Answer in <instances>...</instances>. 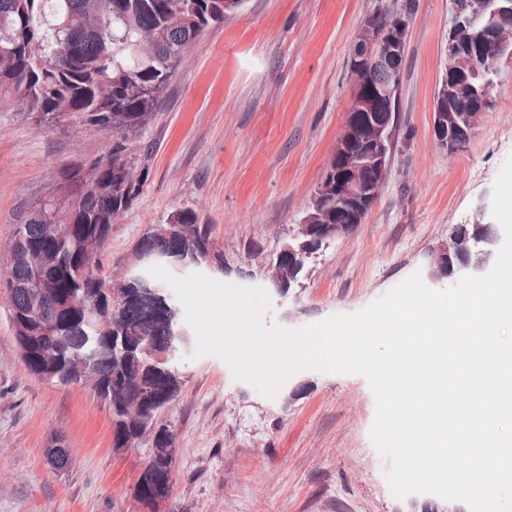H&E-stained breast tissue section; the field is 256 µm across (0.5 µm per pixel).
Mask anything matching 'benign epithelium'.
Here are the masks:
<instances>
[{"instance_id": "benign-epithelium-1", "label": "benign epithelium", "mask_w": 512, "mask_h": 512, "mask_svg": "<svg viewBox=\"0 0 512 512\" xmlns=\"http://www.w3.org/2000/svg\"><path fill=\"white\" fill-rule=\"evenodd\" d=\"M512 0H451L448 25V79L434 112L433 136L435 143L450 153L460 150L474 133L478 117L489 106L491 91L499 74V62L512 61ZM373 23L366 24V34L355 45L351 68L357 76L352 94L351 112L330 159L327 173L312 200L309 212L299 224L294 242L288 244L272 265L270 281L280 294H285L280 278L283 264L296 270L305 266L306 259L329 240L352 232L361 223L363 214L377 200L390 170L391 121L378 120L370 112L373 98L388 96L400 84L401 67L398 62L405 53V41L373 34ZM384 74V81L371 80L374 73ZM469 77L475 111L461 117L452 109L453 97L462 79ZM487 237L469 231L468 225L458 224L448 236L447 245L436 255V274L449 277L454 274L451 260L466 253L476 262L458 266L477 275L485 270L492 258ZM172 264L184 275L203 268L205 256L166 254L144 255L140 268L126 269L112 278V287H123L129 281H143L141 267L157 262ZM189 346V330L178 318V311L170 307L169 336L166 352L155 356L165 370L179 376L172 363L174 353Z\"/></svg>"}]
</instances>
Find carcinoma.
<instances>
[{
    "label": "carcinoma",
    "instance_id": "carcinoma-1",
    "mask_svg": "<svg viewBox=\"0 0 512 512\" xmlns=\"http://www.w3.org/2000/svg\"><path fill=\"white\" fill-rule=\"evenodd\" d=\"M244 0H0V90L39 124L71 122L112 130L104 155L65 170L55 198L30 204L18 217L7 296L11 323L30 373L45 381L78 382L93 368L99 397L112 410L113 447L128 448L157 428L137 495L150 503L168 494L175 433L158 424L181 391V379L156 371L165 350L167 309L131 287L114 288L81 273L90 250L106 247L117 217L140 193L130 137L148 123L188 50ZM196 246L208 249L211 226L181 210ZM189 240L172 231L142 238L138 252L181 253ZM127 352L112 357V327ZM95 348V361L84 353ZM62 469L61 441L47 450Z\"/></svg>",
    "mask_w": 512,
    "mask_h": 512
}]
</instances>
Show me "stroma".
Returning <instances> with one entry per match:
<instances>
[{"mask_svg": "<svg viewBox=\"0 0 512 512\" xmlns=\"http://www.w3.org/2000/svg\"><path fill=\"white\" fill-rule=\"evenodd\" d=\"M396 98L391 165L378 200L346 237L309 259L287 294L271 293L266 325L300 329L356 313L412 273L455 284L432 260L457 224H490L492 187L512 155V62L458 152L433 139L448 71L450 0H412ZM395 0H245L192 46L139 132L140 194L112 226L100 275L121 273L155 225L189 209L211 225V278L268 287L270 265L323 180L352 101L349 67L364 22ZM108 131L36 124L0 106V243L61 172L105 154ZM179 396L161 411L177 451L172 488L136 496L154 431L112 445V412L86 382L43 381L24 364L0 298V512H469L432 494L396 498L390 460L370 429L375 399L358 374L303 370L275 398L235 381L219 357L176 354ZM69 451L65 470L45 453Z\"/></svg>", "mask_w": 512, "mask_h": 512, "instance_id": "stroma-1", "label": "stroma"}]
</instances>
